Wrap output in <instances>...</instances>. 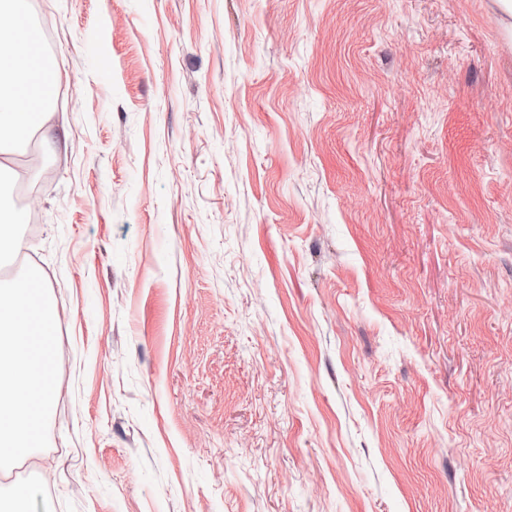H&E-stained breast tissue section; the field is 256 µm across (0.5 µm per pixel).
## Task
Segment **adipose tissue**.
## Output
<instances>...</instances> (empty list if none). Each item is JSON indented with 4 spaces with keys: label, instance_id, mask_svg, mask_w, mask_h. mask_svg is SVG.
I'll list each match as a JSON object with an SVG mask.
<instances>
[{
    "label": "adipose tissue",
    "instance_id": "adipose-tissue-1",
    "mask_svg": "<svg viewBox=\"0 0 512 512\" xmlns=\"http://www.w3.org/2000/svg\"><path fill=\"white\" fill-rule=\"evenodd\" d=\"M0 173L34 133L50 144L57 74L42 52L44 34L31 19V0H0ZM57 313L40 273L0 282V461L36 447L55 396L52 373Z\"/></svg>",
    "mask_w": 512,
    "mask_h": 512
}]
</instances>
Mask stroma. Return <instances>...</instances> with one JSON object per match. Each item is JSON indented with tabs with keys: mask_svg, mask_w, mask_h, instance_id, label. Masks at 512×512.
I'll return each instance as SVG.
<instances>
[{
	"mask_svg": "<svg viewBox=\"0 0 512 512\" xmlns=\"http://www.w3.org/2000/svg\"><path fill=\"white\" fill-rule=\"evenodd\" d=\"M62 151L40 512H512L491 0H35Z\"/></svg>",
	"mask_w": 512,
	"mask_h": 512,
	"instance_id": "stroma-1",
	"label": "stroma"
}]
</instances>
